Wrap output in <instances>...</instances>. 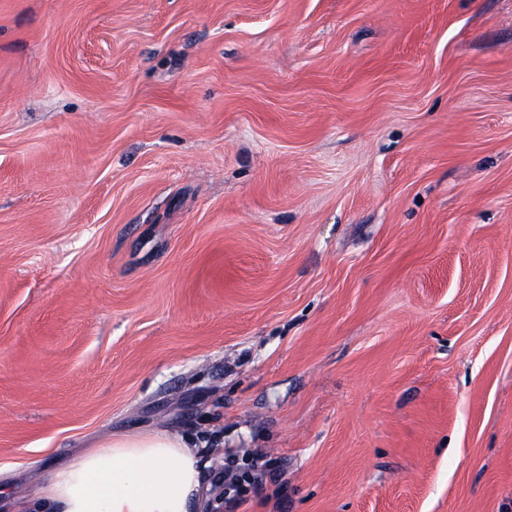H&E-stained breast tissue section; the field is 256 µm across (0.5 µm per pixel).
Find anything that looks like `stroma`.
Here are the masks:
<instances>
[{"instance_id":"35a3bbf8","label":"stroma","mask_w":512,"mask_h":512,"mask_svg":"<svg viewBox=\"0 0 512 512\" xmlns=\"http://www.w3.org/2000/svg\"><path fill=\"white\" fill-rule=\"evenodd\" d=\"M153 429L512 512V0H0V512Z\"/></svg>"}]
</instances>
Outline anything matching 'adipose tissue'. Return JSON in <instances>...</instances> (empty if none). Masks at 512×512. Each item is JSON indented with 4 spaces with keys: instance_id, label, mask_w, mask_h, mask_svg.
Wrapping results in <instances>:
<instances>
[{
    "instance_id": "adipose-tissue-1",
    "label": "adipose tissue",
    "mask_w": 512,
    "mask_h": 512,
    "mask_svg": "<svg viewBox=\"0 0 512 512\" xmlns=\"http://www.w3.org/2000/svg\"><path fill=\"white\" fill-rule=\"evenodd\" d=\"M199 488L198 459L164 430L112 433L52 472L42 512H189Z\"/></svg>"
}]
</instances>
